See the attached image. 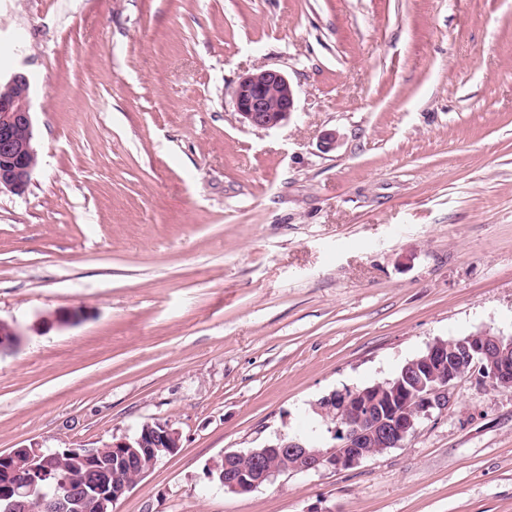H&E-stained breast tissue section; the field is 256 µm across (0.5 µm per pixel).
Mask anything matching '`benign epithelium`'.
I'll return each instance as SVG.
<instances>
[{"instance_id":"1","label":"benign epithelium","mask_w":512,"mask_h":512,"mask_svg":"<svg viewBox=\"0 0 512 512\" xmlns=\"http://www.w3.org/2000/svg\"><path fill=\"white\" fill-rule=\"evenodd\" d=\"M235 111L242 120L258 129L277 128L287 123L296 110V94L288 77L279 70L262 69L244 75L234 90ZM33 132L31 100L0 94V191H24L37 167V152L18 145V132ZM20 339L16 329L0 320V350L15 346ZM494 389H512V337L487 330L469 334L454 342L436 339L420 356L407 361L394 379L387 378L372 387L335 391L316 404V411L331 418L336 443L328 448L310 449L300 438H278V444L247 452L224 454V491L249 493L276 476L301 474L322 467L350 469L364 459L399 447L436 410L448 407L450 390L464 376L463 370ZM386 396L379 406L375 390ZM180 432L166 423H145L141 434L112 442V465L125 464L158 452L174 453L180 447ZM20 454L26 459V478L0 484L4 512H29V496L38 478L46 473L47 456L36 447H20L0 455V462ZM247 467L233 471L238 461ZM107 479L79 491L65 490L40 500L42 512H79L86 497L94 498L99 512H107L135 485V481L106 485Z\"/></svg>"}]
</instances>
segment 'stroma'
<instances>
[{
	"mask_svg": "<svg viewBox=\"0 0 512 512\" xmlns=\"http://www.w3.org/2000/svg\"><path fill=\"white\" fill-rule=\"evenodd\" d=\"M260 69L282 127L234 108ZM17 72L39 164L0 192V452L160 422L179 448L112 512H512V391L472 378L355 468L208 475L331 441L317 401L434 339L512 336V0H0ZM234 105L243 122L258 129L287 123L296 110V94L279 70L262 69L244 75L234 90Z\"/></svg>",
	"mask_w": 512,
	"mask_h": 512,
	"instance_id": "35a3bbf8",
	"label": "stroma"
}]
</instances>
